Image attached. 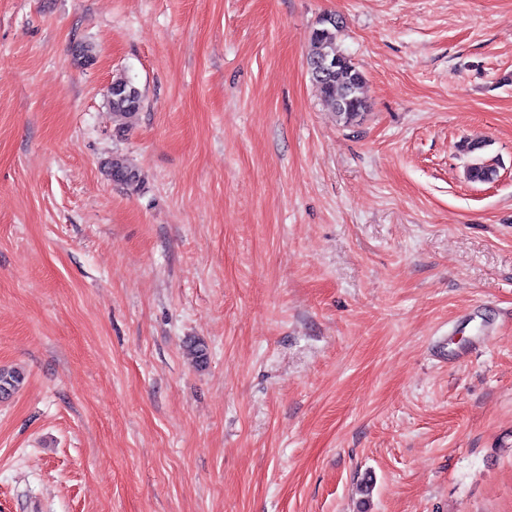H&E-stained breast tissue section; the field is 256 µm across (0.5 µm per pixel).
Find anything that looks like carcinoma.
<instances>
[{"label": "carcinoma", "mask_w": 512, "mask_h": 512, "mask_svg": "<svg viewBox=\"0 0 512 512\" xmlns=\"http://www.w3.org/2000/svg\"><path fill=\"white\" fill-rule=\"evenodd\" d=\"M342 28L341 19L333 15L322 17L318 27L310 33L305 60L307 73L322 103L336 112L343 124L351 126L366 110L365 76L352 58L336 45ZM106 102L113 113L131 121L142 110L144 98L133 80L120 74L112 79ZM483 149L484 144L480 142L463 146L464 151L473 155V163L467 169V178L472 182H491L497 177V168L485 164L479 155ZM104 169L113 182L130 190L138 189L142 183L139 170L124 155H112ZM21 381L18 371L0 368V396L13 393Z\"/></svg>", "instance_id": "cac0c4a2"}]
</instances>
